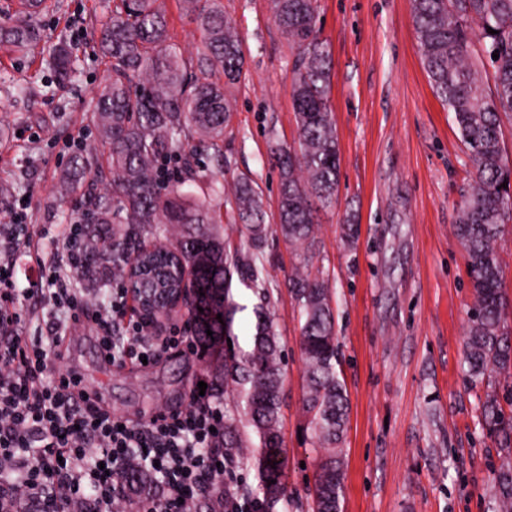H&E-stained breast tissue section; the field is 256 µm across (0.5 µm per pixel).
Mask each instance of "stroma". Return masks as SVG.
<instances>
[{
	"label": "stroma",
	"instance_id": "stroma-1",
	"mask_svg": "<svg viewBox=\"0 0 512 512\" xmlns=\"http://www.w3.org/2000/svg\"><path fill=\"white\" fill-rule=\"evenodd\" d=\"M241 36L245 66L226 86L233 103L224 166L215 179L242 176L261 192L266 222H278L280 179L273 145L297 142L290 94L293 51L269 0H218ZM108 0H56L36 17L32 52L0 43V225L19 200L28 221L51 234L80 220L78 200L60 203L57 179L97 139L92 99L112 74L96 43ZM171 41L195 56L202 30L181 0H159ZM321 36L333 61L330 103L340 152L337 202L319 213L313 270L332 292L340 370L350 412L344 437L343 512H497L494 471L512 448L481 418L486 383L463 370L473 304L466 253L453 224L471 180L452 113L435 97L415 36L410 0H319ZM78 49L79 66L59 85L47 63L52 45ZM359 226L354 246L346 220ZM300 262L270 238L262 259L286 354L280 411L288 512H310L316 455L299 439L304 364L300 322L288 279ZM53 369L71 370L118 416L136 420L187 401L208 377L197 356L168 352L147 366L104 361L90 322L74 324Z\"/></svg>",
	"mask_w": 512,
	"mask_h": 512
}]
</instances>
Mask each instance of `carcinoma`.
<instances>
[{
  "instance_id": "obj_1",
  "label": "carcinoma",
  "mask_w": 512,
  "mask_h": 512,
  "mask_svg": "<svg viewBox=\"0 0 512 512\" xmlns=\"http://www.w3.org/2000/svg\"><path fill=\"white\" fill-rule=\"evenodd\" d=\"M156 2L112 0L102 25L99 44L112 60V78L98 93L91 118L106 153L84 148L60 177V201L79 193L83 207L69 260L93 291L111 280L124 283L140 258L182 271L173 285L185 289L184 310L197 351L209 358L215 391L230 399L224 408V502L253 501L259 512H278L286 501L280 426L284 356L265 270L257 264L269 233L261 195L253 180L242 177L227 198L250 243L252 252L246 253L226 244L221 214L204 202L187 201L182 191L193 183L216 192L197 144L204 143L223 167L231 103L218 76L239 79L242 43L217 0H182L186 16L204 32L196 57L185 58L171 42ZM270 5L295 48L291 97L298 131L297 146L272 148L281 177L275 232L307 267L318 208L336 202L340 178L330 104L332 58L320 36L318 0H270ZM411 12L432 91L453 113L472 169L454 227L474 296L466 373L475 383L494 374L509 376L512 333L503 324L507 300L497 242L512 222V164L500 141L501 116H512V0H411ZM490 28L495 33H488ZM1 40L23 51L36 42L35 28L26 22L0 25ZM77 61L70 46L52 49L49 64L60 84L75 75ZM235 277L251 283L260 300L244 344L234 332L235 316L245 310L234 300ZM288 288L302 320L304 408L317 453L312 512H342L349 400L337 370L332 294L324 277L309 273L291 276ZM482 414L491 435L512 441V415L502 413L496 393L486 395ZM248 469L254 471L252 483L241 476ZM122 480L135 495L153 492V478L138 462L126 465ZM495 480L498 512H512V465L501 466Z\"/></svg>"
}]
</instances>
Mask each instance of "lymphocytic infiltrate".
<instances>
[{
	"label": "lymphocytic infiltrate",
	"mask_w": 512,
	"mask_h": 512,
	"mask_svg": "<svg viewBox=\"0 0 512 512\" xmlns=\"http://www.w3.org/2000/svg\"><path fill=\"white\" fill-rule=\"evenodd\" d=\"M44 229L13 212L0 226V512H16L13 490L30 491L28 512H74L85 489L95 493L97 512H111L112 500L127 494L119 474L134 459L158 484L139 501L137 512H187L188 503L209 498L224 509V402L191 386L187 406L136 422L90 402L78 375L57 372L47 381L70 323L89 315L99 348L114 366L156 360L189 345L171 332L150 336L145 323L129 320L127 292H109L100 309L86 313L68 260V235L55 253L43 249ZM38 269L31 287L15 282L18 254Z\"/></svg>",
	"instance_id": "lymphocytic-infiltrate-1"
}]
</instances>
